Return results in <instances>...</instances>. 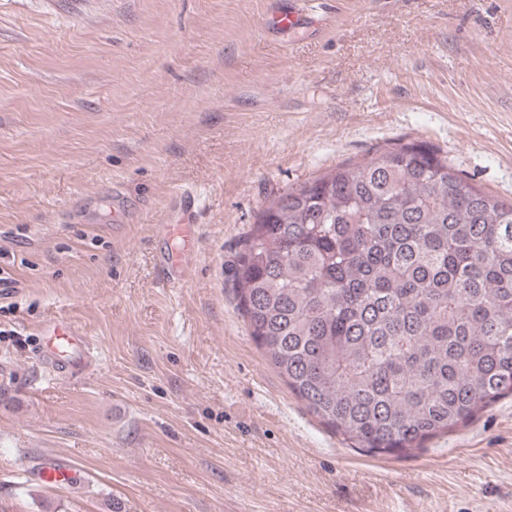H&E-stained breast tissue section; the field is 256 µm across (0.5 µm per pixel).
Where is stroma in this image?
I'll use <instances>...</instances> for the list:
<instances>
[{"mask_svg": "<svg viewBox=\"0 0 512 512\" xmlns=\"http://www.w3.org/2000/svg\"><path fill=\"white\" fill-rule=\"evenodd\" d=\"M0 0V512H512V397L404 457L326 429L248 334L275 196L415 143L512 202V0ZM196 199L182 280L160 261ZM70 322L59 377L40 328ZM53 457L73 486L36 472ZM271 14L272 28L285 34L315 23L314 17L305 13L297 0H289L286 4H279ZM179 198L180 218L177 221L179 224H159L156 228L161 236L179 231L183 235V250L191 253L195 246V197L190 193H184ZM41 335L46 339L43 358L54 363L59 370H69L84 364L90 350L86 336L69 322L52 318L44 323Z\"/></svg>", "mask_w": 512, "mask_h": 512, "instance_id": "stroma-1", "label": "stroma"}]
</instances>
